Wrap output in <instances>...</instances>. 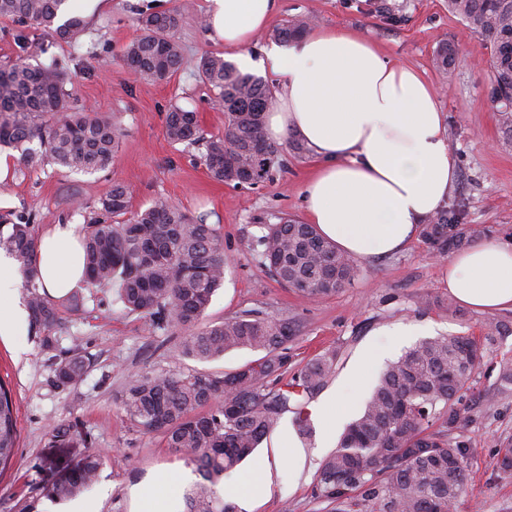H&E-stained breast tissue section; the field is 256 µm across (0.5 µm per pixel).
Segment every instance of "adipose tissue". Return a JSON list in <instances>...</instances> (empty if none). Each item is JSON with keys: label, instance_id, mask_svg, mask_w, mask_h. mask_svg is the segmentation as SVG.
<instances>
[{"label": "adipose tissue", "instance_id": "adipose-tissue-1", "mask_svg": "<svg viewBox=\"0 0 512 512\" xmlns=\"http://www.w3.org/2000/svg\"><path fill=\"white\" fill-rule=\"evenodd\" d=\"M207 24L241 70L245 49L278 9V0H209ZM265 62L280 79L266 112L267 139L299 140L316 164L303 187L308 223L355 258L403 250L448 199L457 160L432 86L393 64L371 39L340 26L318 28L288 44L270 43ZM77 225L58 224L39 241L40 280L49 296L67 295L84 276ZM449 293L481 311L512 309V242L485 238L449 259ZM16 266L0 259V337L17 335L26 312L13 298ZM312 460L290 424H282L240 486L220 493L239 512L258 508L308 480ZM189 472L163 468L130 490L131 512H174V488Z\"/></svg>", "mask_w": 512, "mask_h": 512}]
</instances>
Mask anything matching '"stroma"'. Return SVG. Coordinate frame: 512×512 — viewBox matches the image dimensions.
Returning <instances> with one entry per match:
<instances>
[{"label":"stroma","instance_id":"1","mask_svg":"<svg viewBox=\"0 0 512 512\" xmlns=\"http://www.w3.org/2000/svg\"><path fill=\"white\" fill-rule=\"evenodd\" d=\"M401 22L376 13L374 0H280L271 28L246 49L258 58L273 42V30L300 16L314 27L344 26L374 40L390 60L417 69L434 87L448 124V140L458 160L450 200L464 205L463 223L487 229L489 236L512 240V130L503 126L490 103V71L482 58L478 35L449 13L448 0H387ZM208 0H103L87 16L89 26L75 45L57 44L51 34L0 19V66L12 64L23 51L37 63L62 59L79 99L74 106L99 113H119L124 134L109 169L83 174L52 164L24 165L19 151L0 156L10 172L0 181V223L28 218L36 234L53 224L93 222L94 205L112 183L126 185L131 210L158 198L190 218H205L218 227L229 258L224 284L207 310L221 321L247 310H260L297 327L288 345L293 366L304 365L325 350L343 355L330 384L342 402L361 405L373 377L361 384L344 375L360 348L381 351V363L397 360L419 341L450 334H481L486 322L503 311H476L448 293L445 259L428 255L422 241L403 252L361 260L355 281L334 295L308 301L269 275L248 241L281 218L305 220L302 188L314 160L309 152L285 150L284 167L273 179L237 187L210 178L198 148L173 144L165 136V114L176 103L198 115L202 136L224 130L223 109L212 102L200 81L197 64L207 53L223 54L224 46L200 23ZM176 11V36L183 48L181 69L166 78H133L121 67L126 46L137 36L136 19L149 12ZM455 46L459 64L436 70L433 54L442 43ZM81 306L63 314L54 329L53 346L44 331L27 327L21 335L0 339V378L13 391L17 405L15 453L0 472V512H21L36 501L39 512H65V506L41 497L52 485L78 469L93 450L104 454L86 500L99 512H130L128 489L162 467L184 465L159 434H145L124 416L119 396L128 376L139 370L232 371L252 360L253 352L233 350L210 362L180 357L178 331L150 332L145 321L129 313L113 288L82 293ZM428 304H421V297ZM411 328L408 336L398 327ZM79 348L91 361L83 380L59 387L53 364ZM512 360V335L498 337L476 370L474 392L494 390L502 362ZM477 421L457 434L467 448L466 491L454 512H512V474L499 470L498 441L512 439V393L479 405ZM66 434L51 439L50 426Z\"/></svg>","mask_w":512,"mask_h":512}]
</instances>
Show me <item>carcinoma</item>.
I'll list each match as a JSON object with an SVG mask.
<instances>
[{
	"instance_id": "cac0c4a2",
	"label": "carcinoma",
	"mask_w": 512,
	"mask_h": 512,
	"mask_svg": "<svg viewBox=\"0 0 512 512\" xmlns=\"http://www.w3.org/2000/svg\"><path fill=\"white\" fill-rule=\"evenodd\" d=\"M67 0H0V17L50 30L57 41L74 44L88 22L63 16ZM458 16L483 39L491 72V103L512 127V0H448ZM308 17L277 29L286 42L306 30ZM178 15L172 11L142 14L139 34L126 47L123 67L139 77L172 75L183 61L176 37ZM456 50L444 43L433 65H455ZM200 79L223 104L224 132L199 135L197 116L175 104L165 118L173 144L202 143L200 161L208 175L227 181L228 170L248 173V185L271 179L283 167L284 147L301 153L297 141L263 145V116L275 103L270 85L241 72L224 57L206 54L198 64ZM68 71L58 64L34 65L19 57L0 69V146L21 152L23 162H52L70 171L105 170L119 145L117 114L76 111ZM38 141L39 149L30 144ZM106 216L87 225L82 262L85 282L93 288L115 286L124 308L147 319L156 332L170 328L183 334L185 357L207 362L235 349L261 354L233 372H175L153 369L129 375L121 408L130 424L163 435L167 447L187 459L200 480L183 494V512H235L215 486L279 427L291 413L303 437L312 435L306 404L331 379L339 350L331 349L288 375L292 323L257 310L219 322L206 311L224 283L228 257L220 232L204 219L193 220L162 199L129 213L128 188L114 182L96 202ZM461 212L441 209L423 225L428 250L446 255L475 242L485 230L460 224ZM248 247L259 255L270 276L301 296H331L360 273L358 261L337 250L310 224L284 219ZM0 248L18 264L27 290L32 323L43 330L61 324V305L40 293L38 238L28 222L0 232ZM512 334V321L497 319L480 336L451 335L426 339L409 348L380 373L359 415L347 425L336 450L319 463L314 495L331 512H448L464 492L466 450L454 434L475 421L474 403L464 394L488 346ZM90 364L74 353L56 363L55 381L68 386ZM497 392L512 390V362L501 364ZM15 403L0 381V471L16 443ZM102 453L90 452L68 479L46 489L53 502L77 497L96 480Z\"/></svg>"
}]
</instances>
